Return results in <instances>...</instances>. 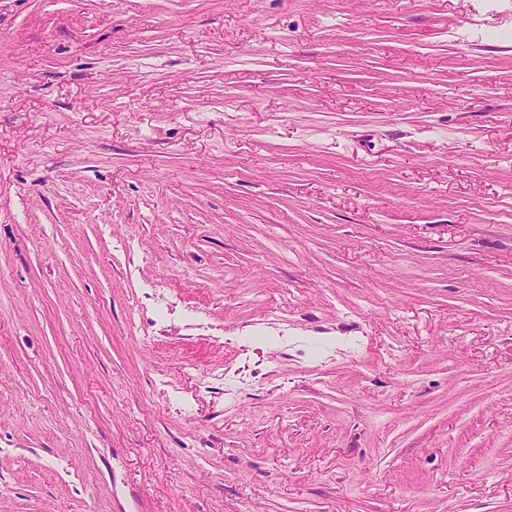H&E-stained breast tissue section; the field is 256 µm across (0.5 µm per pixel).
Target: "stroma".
<instances>
[{"instance_id": "35a3bbf8", "label": "stroma", "mask_w": 512, "mask_h": 512, "mask_svg": "<svg viewBox=\"0 0 512 512\" xmlns=\"http://www.w3.org/2000/svg\"><path fill=\"white\" fill-rule=\"evenodd\" d=\"M0 512H512V0H0Z\"/></svg>"}]
</instances>
